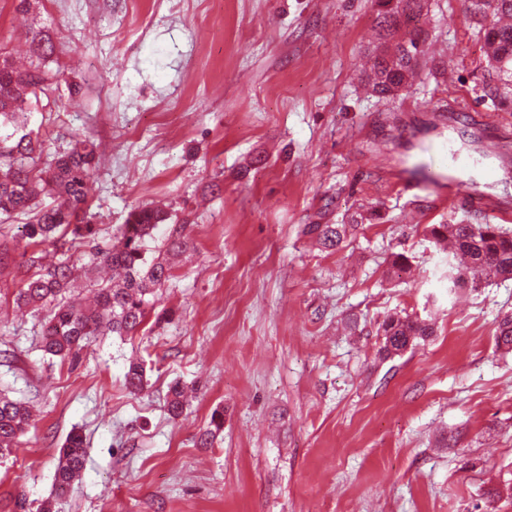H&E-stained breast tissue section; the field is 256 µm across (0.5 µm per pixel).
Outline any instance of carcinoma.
<instances>
[{"mask_svg":"<svg viewBox=\"0 0 512 512\" xmlns=\"http://www.w3.org/2000/svg\"><path fill=\"white\" fill-rule=\"evenodd\" d=\"M376 28L384 43L373 48L368 82L374 96L386 98L411 83L423 57L418 23L428 8V0H376ZM469 21L492 47L484 57L481 97L494 107L512 104V25L500 19L512 16V0H470ZM54 44L42 33L30 41L33 60L20 70L0 62V74L9 77L0 88V219L26 216V237L34 243H62L72 247L95 241L96 225L91 223L85 187L95 166L93 145L75 141L69 150L56 156L44 155L43 142L26 131L27 103L48 95L51 81L42 61L52 54ZM168 215L158 207H143L132 213L116 240L94 259L110 266L117 277L97 289L94 305H76L65 293L76 277L67 262L28 277L20 288L17 303L33 308L54 305L41 330V348L61 359L75 355L92 336L110 333L132 336L146 322L157 291L172 276L171 259L186 247L179 236L166 239L165 256L149 257L147 243L166 224ZM354 224H311L325 249L334 250ZM428 233L437 246L452 243L448 263V289L468 283L466 274L482 272L488 281L512 280V231L500 224H430ZM383 351L398 356L418 340L433 335L431 324L408 315H396L380 327ZM500 350L512 351V315L501 319L495 331ZM125 388L139 393L147 385L143 366L130 362L124 376ZM183 390L171 386L167 410L177 418L183 412ZM31 425L26 404L0 395V458L13 453L18 439ZM224 427V412L213 413L210 428L197 437L206 448ZM86 454L81 434L71 433L59 450L54 474L56 496L64 495L85 468Z\"/></svg>","mask_w":512,"mask_h":512,"instance_id":"obj_1","label":"carcinoma"}]
</instances>
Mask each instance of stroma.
Wrapping results in <instances>:
<instances>
[{
    "label": "stroma",
    "instance_id": "obj_1",
    "mask_svg": "<svg viewBox=\"0 0 512 512\" xmlns=\"http://www.w3.org/2000/svg\"><path fill=\"white\" fill-rule=\"evenodd\" d=\"M18 4L0 0V56L20 63L37 31L56 46L57 89L29 130L50 153L96 145L100 231L69 253L92 269L71 299L100 283L93 249L137 207L166 210L189 247L136 336L63 361L40 347L49 308L15 303L58 249L28 244L26 217L0 223V392L35 414L0 459V512L55 497L74 430L86 465L58 512H512V353L495 345L512 281L449 290V254L425 231L485 217L445 195L449 144L512 229V112L479 98L484 40L462 0H429L426 61L384 99L365 85L374 0ZM394 171L417 189L401 194ZM358 213L335 250L306 231ZM396 314L434 334L388 357L378 328ZM175 383L189 391L177 419ZM217 410L223 431L198 447Z\"/></svg>",
    "mask_w": 512,
    "mask_h": 512
}]
</instances>
